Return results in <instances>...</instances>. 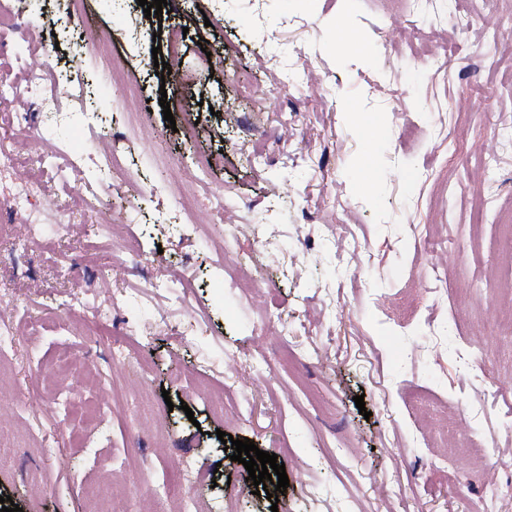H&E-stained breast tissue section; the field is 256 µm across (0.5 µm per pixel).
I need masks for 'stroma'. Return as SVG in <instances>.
<instances>
[{"label": "stroma", "instance_id": "obj_1", "mask_svg": "<svg viewBox=\"0 0 512 512\" xmlns=\"http://www.w3.org/2000/svg\"><path fill=\"white\" fill-rule=\"evenodd\" d=\"M85 2L79 14L67 0H25L20 32L0 35V80L21 74L35 48L61 80L76 59L88 83L66 140L86 158L65 180L42 163L50 141L29 135L47 117L0 97L21 131L0 150L21 155L16 178L38 175L56 206L30 238L0 182V315L19 326L0 349V496L23 512H86L88 486L106 478L121 512H156L158 489L189 469L197 479L183 493L202 512H485L493 491L495 512H512V422L502 418L512 393L488 400L512 379L501 224L512 216V151L495 173L484 164L512 126V0H463L462 23L433 5L399 12L397 0H166L144 23L138 0ZM339 17L364 35L365 54L336 46ZM462 24L475 55L451 62ZM174 25L188 33L177 71L162 77L153 34ZM488 27L497 43H484ZM101 33L139 83L124 109L110 107L124 92L96 51ZM487 53L490 68L479 63ZM187 123L189 141L177 131ZM219 151L223 168L200 182L197 157ZM101 153L124 157L135 179L101 175ZM161 182L166 192H150ZM84 187L101 191L97 208L74 204ZM177 194L195 197L208 224L199 237L176 230ZM221 196L234 206L215 225ZM263 210L270 218L257 222ZM115 221L141 237L149 265L114 259L111 241L85 232ZM426 233L452 254L420 250ZM223 234L233 246L221 257L210 241ZM220 259L248 271L249 296L215 277ZM174 272L194 285L193 313L166 293L143 295ZM400 294L415 298L420 322L400 325L388 304ZM283 325L301 355L291 372ZM474 344L488 360L479 377L459 358ZM60 358L73 366L44 397L40 367ZM203 361L224 369L234 403L224 414L190 389ZM414 389L432 395L419 411L404 399ZM221 430L284 462L278 504L254 495ZM477 433L484 461L456 457Z\"/></svg>", "mask_w": 512, "mask_h": 512}]
</instances>
